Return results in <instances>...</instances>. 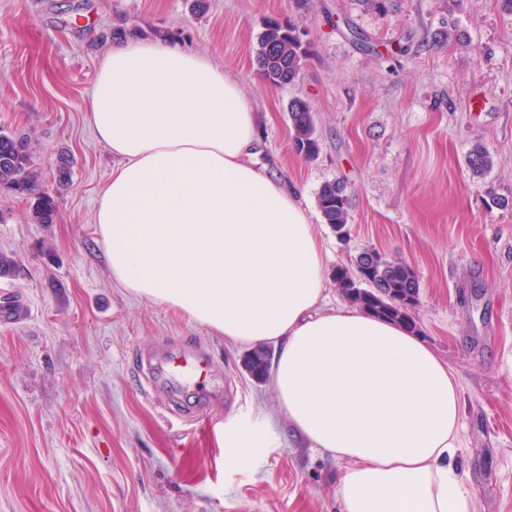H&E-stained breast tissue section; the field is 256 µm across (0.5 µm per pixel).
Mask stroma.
I'll return each instance as SVG.
<instances>
[{
    "label": "stroma",
    "instance_id": "stroma-1",
    "mask_svg": "<svg viewBox=\"0 0 512 512\" xmlns=\"http://www.w3.org/2000/svg\"><path fill=\"white\" fill-rule=\"evenodd\" d=\"M0 0V130L25 138L53 223L0 192V254L16 262L0 291L25 311L0 323V512H340V464L284 417L278 445L224 457V423L275 404L250 347L224 341L112 280L94 222L112 157L83 104L113 35L178 40L238 81L257 113L264 157L312 212L333 274L364 249L408 264L420 282L417 331L461 384L454 460L467 512H512V13L502 0ZM297 26L303 70L273 86L253 60L267 19ZM452 30L451 40L439 34ZM362 33L380 45L369 52ZM313 110L319 153L293 149L291 101ZM482 146L491 166L467 165ZM68 158V186L58 184ZM346 185L352 219L337 236L317 209ZM508 199L495 207L491 196ZM205 347L206 386L152 391L137 365L159 344ZM174 406L166 412L159 394ZM205 407L203 429L180 411Z\"/></svg>",
    "mask_w": 512,
    "mask_h": 512
}]
</instances>
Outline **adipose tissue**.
<instances>
[{"mask_svg": "<svg viewBox=\"0 0 512 512\" xmlns=\"http://www.w3.org/2000/svg\"><path fill=\"white\" fill-rule=\"evenodd\" d=\"M112 155L95 214L113 281L237 345L273 342L276 402L340 463L341 512H465L460 383L404 326L332 303L298 187L261 162L240 83L161 39L114 43L83 106ZM228 419V459L274 447Z\"/></svg>", "mask_w": 512, "mask_h": 512, "instance_id": "adipose-tissue-1", "label": "adipose tissue"}]
</instances>
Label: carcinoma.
Masks as SVG:
<instances>
[{
	"label": "carcinoma",
	"instance_id": "carcinoma-1",
	"mask_svg": "<svg viewBox=\"0 0 512 512\" xmlns=\"http://www.w3.org/2000/svg\"><path fill=\"white\" fill-rule=\"evenodd\" d=\"M307 48L296 29L269 20L258 42L256 65L261 75L275 86L295 82L301 74ZM293 147L298 155L312 160L319 152L315 120L309 104L295 100L289 108ZM467 164L475 173L490 166L486 150L477 145L469 153ZM34 200L33 216L39 224H51L56 204L53 195L39 190V177L33 168L31 151L21 139L0 133V192ZM317 206L325 223L340 233L350 220L346 186L339 181L321 185ZM342 298L365 311L416 329L414 312L419 303L420 283L407 264L392 261L375 249L361 251L348 266H339L334 274ZM251 373L262 376L268 369L264 351L256 350L249 359Z\"/></svg>",
	"mask_w": 512,
	"mask_h": 512
}]
</instances>
